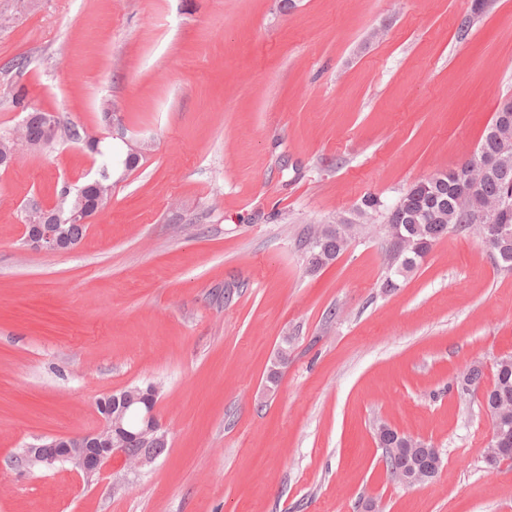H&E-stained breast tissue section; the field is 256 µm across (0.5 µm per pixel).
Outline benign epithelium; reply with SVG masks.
Here are the masks:
<instances>
[{"label":"benign epithelium","mask_w":512,"mask_h":512,"mask_svg":"<svg viewBox=\"0 0 512 512\" xmlns=\"http://www.w3.org/2000/svg\"><path fill=\"white\" fill-rule=\"evenodd\" d=\"M108 122L113 128L112 136L122 140L129 148V153L141 155L146 144L142 141L126 139L120 120L114 114H108ZM98 195L97 208L89 210L85 207L84 196L88 191ZM111 192V187L103 184L98 177L79 189L78 205L64 215L61 200L50 204L38 205L39 219L24 226L25 243L30 248L48 253L73 250L79 240L70 238L62 230L63 224H89L100 212L103 202ZM159 388L149 385L146 388L130 387L112 395L109 401L102 403V426L92 432L79 434L75 437H55L40 444H33L23 449L16 457L21 467L51 466L55 463H68L77 473L87 480L101 473L118 457L130 464L143 466L155 460L159 455L156 445L165 439L162 424L155 410L148 411L138 433L142 447L124 448L113 443V436L124 434L122 420L127 408L134 402H140L146 396L156 398ZM487 463L495 467L512 465V439L497 430L492 433L488 451L485 453ZM442 466L439 453L431 458L416 461L402 471L401 484L412 487L435 477Z\"/></svg>","instance_id":"1"}]
</instances>
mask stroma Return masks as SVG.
<instances>
[{"instance_id": "1", "label": "stroma", "mask_w": 512, "mask_h": 512, "mask_svg": "<svg viewBox=\"0 0 512 512\" xmlns=\"http://www.w3.org/2000/svg\"><path fill=\"white\" fill-rule=\"evenodd\" d=\"M474 3L37 0L0 31V135L22 87L65 128L104 126L110 103L150 143L69 252L25 246L23 209L93 178L86 146L62 133L0 171V512H512L482 403L512 354V272L453 227L383 286L389 208L468 158L512 96V0ZM356 216L309 271V231ZM150 384L153 463L15 465ZM380 421L437 448L438 476L393 479Z\"/></svg>"}]
</instances>
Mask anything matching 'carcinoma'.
<instances>
[{
  "label": "carcinoma",
  "instance_id": "1",
  "mask_svg": "<svg viewBox=\"0 0 512 512\" xmlns=\"http://www.w3.org/2000/svg\"><path fill=\"white\" fill-rule=\"evenodd\" d=\"M500 113H495L479 146L461 165V172L471 181L479 182V189L473 195L460 197L450 186V181L423 179L427 188L412 185L394 204L388 213L386 234L390 240L389 270L383 287L396 288L393 277L402 276L415 269L432 249L434 243L448 233L451 227L473 229L478 234L481 247L487 251L499 242L501 268L512 272V231L503 236L497 231L500 224L512 226V121L502 128ZM21 132L31 142H39L47 135L42 121V112L28 113L25 126L16 127L13 132L0 136V149L9 150L15 146L16 133ZM95 154L101 159L114 162L121 159L124 168L135 166L130 156L120 157L112 152V146L100 143ZM487 155L499 156L506 169L486 172L481 164ZM496 209V223L470 224L469 214L479 209ZM358 224L327 225L313 232L307 256L308 268L318 270L334 261L358 233ZM483 403L493 413L495 424L501 430L512 434V354L501 356V362L494 365L493 383L483 394ZM147 406L136 403L128 408L125 428L128 431L124 444L128 448L140 447L137 433L141 427ZM381 448H411L423 456L431 454L432 448L412 438L402 440L389 434L379 444Z\"/></svg>",
  "mask_w": 512,
  "mask_h": 512
}]
</instances>
